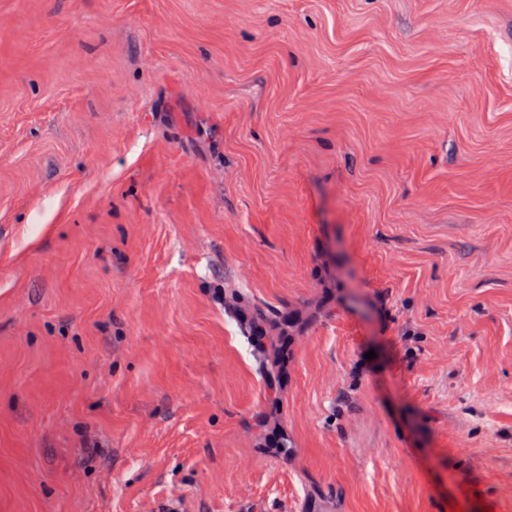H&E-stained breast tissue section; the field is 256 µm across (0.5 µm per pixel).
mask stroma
<instances>
[{
    "label": "stroma",
    "mask_w": 512,
    "mask_h": 512,
    "mask_svg": "<svg viewBox=\"0 0 512 512\" xmlns=\"http://www.w3.org/2000/svg\"><path fill=\"white\" fill-rule=\"evenodd\" d=\"M329 258L278 460L217 290L295 308ZM305 473L512 512V0H0V512H304Z\"/></svg>",
    "instance_id": "obj_1"
}]
</instances>
